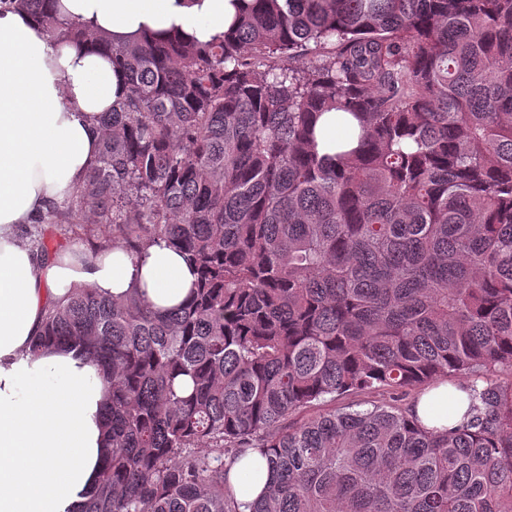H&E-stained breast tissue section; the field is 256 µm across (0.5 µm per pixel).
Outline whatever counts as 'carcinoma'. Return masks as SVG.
<instances>
[{
    "instance_id": "carcinoma-1",
    "label": "carcinoma",
    "mask_w": 512,
    "mask_h": 512,
    "mask_svg": "<svg viewBox=\"0 0 512 512\" xmlns=\"http://www.w3.org/2000/svg\"><path fill=\"white\" fill-rule=\"evenodd\" d=\"M53 2L0 11L110 53L128 90L26 243L162 240L197 274L165 313L89 288L46 311L32 351L77 344L109 388L79 512H240L250 450V512H512V0H246L205 45H115ZM461 376L440 431L385 399L288 424ZM229 478L240 500L257 499L270 481L266 458L256 451H249L234 465Z\"/></svg>"
}]
</instances>
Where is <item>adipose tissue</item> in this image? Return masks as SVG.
I'll return each instance as SVG.
<instances>
[{
    "label": "adipose tissue",
    "mask_w": 512,
    "mask_h": 512,
    "mask_svg": "<svg viewBox=\"0 0 512 512\" xmlns=\"http://www.w3.org/2000/svg\"><path fill=\"white\" fill-rule=\"evenodd\" d=\"M237 9L236 0H60L58 14L116 43L174 32L210 43ZM126 91L110 54L51 40L27 11L0 13V512H78L110 452L102 372L77 348L30 347L48 306L75 288L114 300L136 290L162 312L191 296L195 275L165 243L136 255L114 245L45 260L17 235L82 186L99 156L97 119ZM447 391L420 395L415 414L427 428L465 414L463 393L453 415L435 412ZM229 478L240 500L257 499L270 481L266 458L248 452Z\"/></svg>",
    "instance_id": "obj_1"
}]
</instances>
